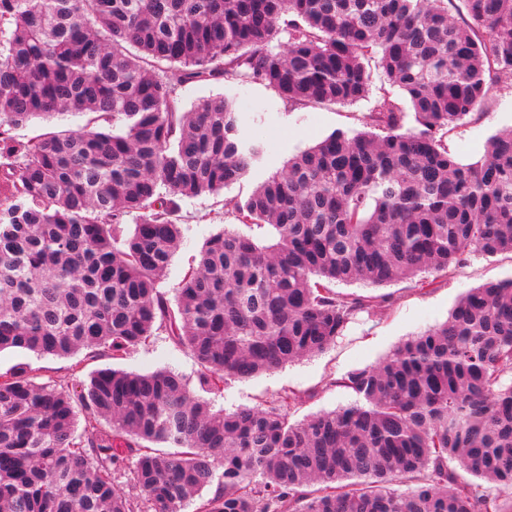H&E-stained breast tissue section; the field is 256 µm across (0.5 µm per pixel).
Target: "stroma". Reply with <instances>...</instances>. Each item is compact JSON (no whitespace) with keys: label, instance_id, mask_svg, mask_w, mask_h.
<instances>
[{"label":"stroma","instance_id":"stroma-1","mask_svg":"<svg viewBox=\"0 0 512 512\" xmlns=\"http://www.w3.org/2000/svg\"><path fill=\"white\" fill-rule=\"evenodd\" d=\"M371 90L364 99L351 104L300 105L281 98L258 83H179L174 98L180 111L194 102L227 93L237 99L243 120L242 135L263 140V158L242 181L217 194L183 199L179 219L182 241L167 271L166 286L176 285L198 256L205 242L224 225L235 223V206L271 174L282 170L296 154L315 145L334 131L349 134L372 132L369 116L382 93H389L401 108L409 103L404 93L390 87L376 62H368ZM512 127V85H495L480 108L449 127L445 136L449 153L469 165L485 156L489 138ZM512 278V255L494 257L469 251L462 265L438 277L430 286L403 280L383 287L362 283L336 285L338 294L369 300L372 311L360 312L342 336L322 354L298 361L243 381H232L221 391L209 392L215 409L232 411L240 407L267 404L285 391H293L298 403L289 419L300 422L308 417L354 403L355 396L336 386V379L347 372L383 360L397 345L414 334L443 323L456 301L469 289L484 283ZM24 367L36 383L66 385L89 381L97 371L116 368L149 374L171 369L182 374L192 391H199L200 366L186 347L174 343L163 330H156L150 343L130 349L119 360L108 356L89 357L81 351L70 356L41 355L23 349L0 351V374Z\"/></svg>","mask_w":512,"mask_h":512}]
</instances>
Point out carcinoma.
Here are the masks:
<instances>
[{
  "label": "carcinoma",
  "instance_id": "1",
  "mask_svg": "<svg viewBox=\"0 0 512 512\" xmlns=\"http://www.w3.org/2000/svg\"><path fill=\"white\" fill-rule=\"evenodd\" d=\"M448 2L0 0V350L121 359L158 326L219 390L334 344L364 309L338 283L425 286L473 248L512 254V128L472 165L443 142L512 83V0L457 18ZM372 57L415 126L385 94L382 134L337 130L290 159L236 206L274 242L224 228L170 303L180 201L265 152L233 98L179 112L173 82L350 104ZM63 111L91 117L12 135ZM335 384L357 401L291 423L292 392L214 411L170 370L57 387L18 368L0 375V512H181L206 487L197 512H512V279ZM130 455L136 501L115 484Z\"/></svg>",
  "mask_w": 512,
  "mask_h": 512
}]
</instances>
